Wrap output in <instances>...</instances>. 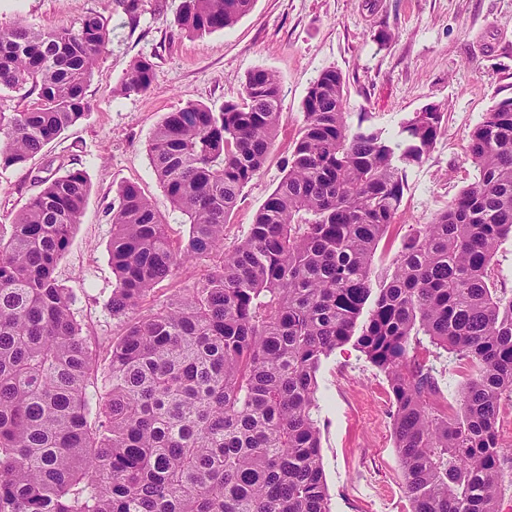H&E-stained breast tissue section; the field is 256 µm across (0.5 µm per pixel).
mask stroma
Instances as JSON below:
<instances>
[{
	"label": "stroma",
	"mask_w": 512,
	"mask_h": 512,
	"mask_svg": "<svg viewBox=\"0 0 512 512\" xmlns=\"http://www.w3.org/2000/svg\"><path fill=\"white\" fill-rule=\"evenodd\" d=\"M179 0H142L129 25L118 0H0V28L79 27L104 15L110 41L86 88L90 109L23 167L0 168V225L11 224L46 178L69 169L89 182L81 222L57 273L71 288L86 333L99 347L121 335L107 309L115 278L109 262V210L118 187L136 183L167 220L173 245L189 226L174 211L150 163L147 145L167 113L188 103L210 107L237 99L247 75L275 73L282 113L273 149L244 188L224 247L247 236L255 215L288 171L304 123L302 101L327 68L346 82V109L396 134L426 105L444 112L428 159L410 171L399 213L376 259L391 264L404 239L476 177L465 150L472 127L499 99L512 96V0H254L232 27L203 35L181 30ZM154 63L149 90L119 92L130 64ZM205 257L156 284L137 309L146 315L184 296L215 264ZM321 455L331 512H411L394 448L389 386L353 345L336 349L317 373Z\"/></svg>",
	"instance_id": "obj_1"
}]
</instances>
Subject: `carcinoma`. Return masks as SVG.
<instances>
[{"mask_svg": "<svg viewBox=\"0 0 512 512\" xmlns=\"http://www.w3.org/2000/svg\"><path fill=\"white\" fill-rule=\"evenodd\" d=\"M253 0H180V28L231 27ZM107 19L76 30L0 29V93L37 92L0 109V168L28 159L90 108L85 89L109 42ZM154 63L136 59L121 91L142 93ZM280 84L251 72L241 99L169 112L148 143L154 172L190 224L170 244L140 187L112 202L108 304L125 323L104 358L56 275L89 184L79 169L43 189L0 230V512H331L320 454L316 374L351 342L387 379L412 512H499L504 459L496 424L512 395V294L492 260L512 237V97L470 131L477 171L375 262L408 170L425 162L444 112H414L397 136L350 122L345 81L320 72L302 101L288 172L248 236L224 251V224L273 147ZM223 252L181 299L133 316L181 265ZM467 361L446 409L436 362Z\"/></svg>", "mask_w": 512, "mask_h": 512, "instance_id": "1", "label": "carcinoma"}]
</instances>
